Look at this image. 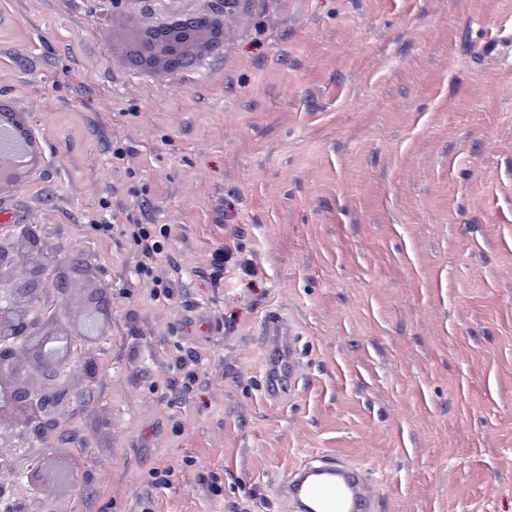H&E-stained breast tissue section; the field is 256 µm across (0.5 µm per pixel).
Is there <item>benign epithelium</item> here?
Instances as JSON below:
<instances>
[{
	"mask_svg": "<svg viewBox=\"0 0 512 512\" xmlns=\"http://www.w3.org/2000/svg\"><path fill=\"white\" fill-rule=\"evenodd\" d=\"M122 0H101L95 22L107 26ZM143 25L137 37L127 42L125 52L134 59H149L172 72L190 62L185 53L200 38L203 25L217 14L234 10L240 0H204L194 11L168 9L162 20L153 19L163 0H136ZM27 119L7 100H0V189L15 177L36 167L40 158L25 129ZM42 253L41 238L31 225H21L3 244L0 242V425L12 427L0 434V469L24 444L46 437L60 424V414L70 400L67 386L72 367L79 364L87 377L95 376L96 362L82 355L84 346L105 334L111 317L106 301L95 295L86 298L72 323L49 315L42 305L46 273L55 272L62 281L70 272L56 267L49 256L19 276L15 268L23 254ZM79 462L63 453L30 461L21 483L10 488L22 499L26 491L46 488L68 491Z\"/></svg>",
	"mask_w": 512,
	"mask_h": 512,
	"instance_id": "obj_1",
	"label": "benign epithelium"
}]
</instances>
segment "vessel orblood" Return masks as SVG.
Wrapping results in <instances>:
<instances>
[{
  "label": "vessel or blood",
  "instance_id": "b4317fda",
  "mask_svg": "<svg viewBox=\"0 0 512 512\" xmlns=\"http://www.w3.org/2000/svg\"><path fill=\"white\" fill-rule=\"evenodd\" d=\"M260 342L265 352L264 394L287 400L299 366L295 328L283 314L267 312ZM277 496L293 512H374L370 481L359 467L333 458L301 463L276 487Z\"/></svg>",
  "mask_w": 512,
  "mask_h": 512
}]
</instances>
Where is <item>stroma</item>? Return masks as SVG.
Here are the masks:
<instances>
[{"instance_id":"obj_1","label":"stroma","mask_w":512,"mask_h":512,"mask_svg":"<svg viewBox=\"0 0 512 512\" xmlns=\"http://www.w3.org/2000/svg\"><path fill=\"white\" fill-rule=\"evenodd\" d=\"M98 8L0 0V99L43 150L0 206L71 269L59 320L111 300L96 378L0 482L58 451L84 467L29 512H291L278 481L334 455L375 512H512V0H241L220 53L159 79L118 66ZM131 221L171 228L169 301L93 228ZM271 310L301 352L280 403ZM260 342L265 352L264 394L274 401H286L295 385L299 366L297 333L292 322L280 312H267Z\"/></svg>"}]
</instances>
